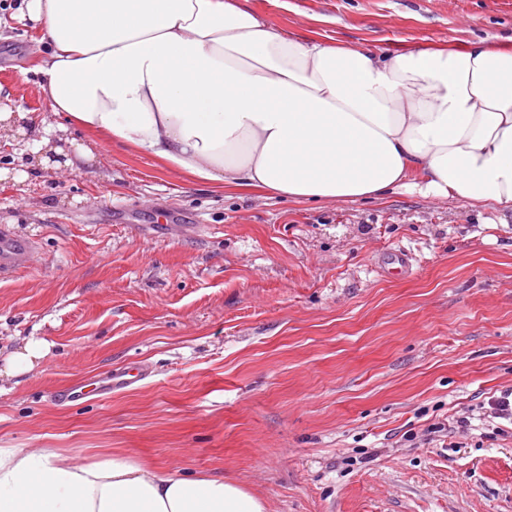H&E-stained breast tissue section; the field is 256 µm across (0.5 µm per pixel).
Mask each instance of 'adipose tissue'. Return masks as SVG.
I'll return each mask as SVG.
<instances>
[{"label": "adipose tissue", "mask_w": 512, "mask_h": 512, "mask_svg": "<svg viewBox=\"0 0 512 512\" xmlns=\"http://www.w3.org/2000/svg\"><path fill=\"white\" fill-rule=\"evenodd\" d=\"M50 52L32 128L43 171L101 144L192 180L297 202L417 191L512 211V36L376 54L276 30L240 0H27ZM91 136L55 145L68 126ZM0 512H267L232 479L115 452L0 448Z\"/></svg>", "instance_id": "obj_1"}]
</instances>
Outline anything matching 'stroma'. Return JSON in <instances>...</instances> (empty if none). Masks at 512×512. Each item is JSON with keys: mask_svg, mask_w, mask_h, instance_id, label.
<instances>
[{"mask_svg": "<svg viewBox=\"0 0 512 512\" xmlns=\"http://www.w3.org/2000/svg\"><path fill=\"white\" fill-rule=\"evenodd\" d=\"M0 0V85L40 119V34ZM274 28L372 50L512 35V0H247ZM168 222H161V215ZM35 241L0 279V448L132 452L231 478L268 512H512V221L419 192L298 203L97 148L0 181V228ZM406 254L412 271L383 268ZM131 363L121 392L76 396ZM468 430L426 441L449 417ZM46 354V343L44 341H29L23 351L15 352L8 359L6 374L13 376L31 371L36 362ZM487 404L488 407L485 404L481 406V409H485L484 419H488L487 422L492 426L496 424L493 429L499 434L506 435L508 430L512 434V389L501 391L499 396H492Z\"/></svg>", "mask_w": 512, "mask_h": 512, "instance_id": "1", "label": "stroma"}]
</instances>
